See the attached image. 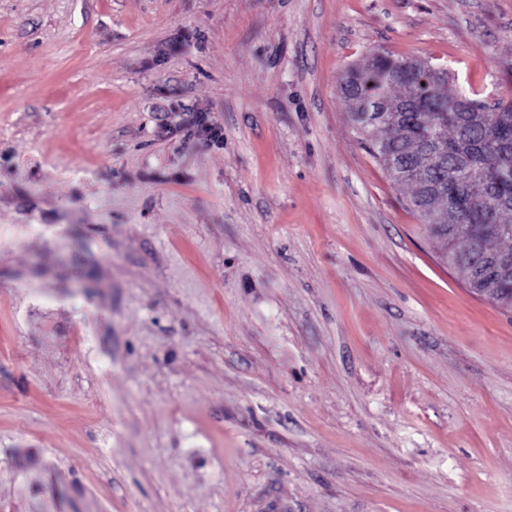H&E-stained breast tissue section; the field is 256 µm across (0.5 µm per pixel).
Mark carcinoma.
<instances>
[{
  "instance_id": "carcinoma-1",
  "label": "carcinoma",
  "mask_w": 512,
  "mask_h": 512,
  "mask_svg": "<svg viewBox=\"0 0 512 512\" xmlns=\"http://www.w3.org/2000/svg\"><path fill=\"white\" fill-rule=\"evenodd\" d=\"M448 74L430 81L419 61L383 52L339 80L353 126L411 205L442 259L470 288L494 285L512 308V98L489 104L448 92ZM464 199L458 212L448 193Z\"/></svg>"
}]
</instances>
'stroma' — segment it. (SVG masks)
<instances>
[{"mask_svg": "<svg viewBox=\"0 0 512 512\" xmlns=\"http://www.w3.org/2000/svg\"><path fill=\"white\" fill-rule=\"evenodd\" d=\"M376 49L512 98V0H0V512H512V309L349 121ZM191 126L195 135L208 143H219L223 134L220 127L210 122L208 116L203 112H194L188 123H178L175 129Z\"/></svg>", "mask_w": 512, "mask_h": 512, "instance_id": "stroma-1", "label": "stroma"}]
</instances>
